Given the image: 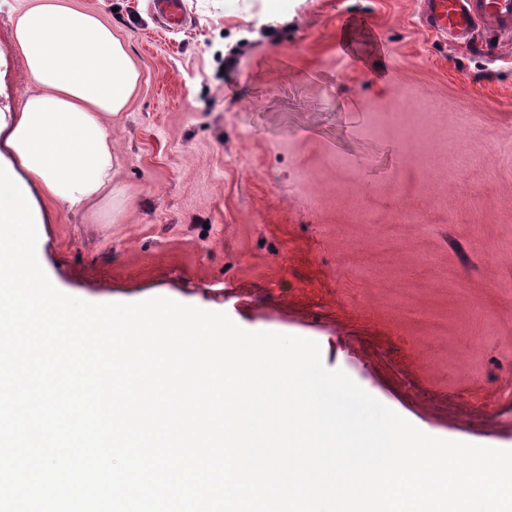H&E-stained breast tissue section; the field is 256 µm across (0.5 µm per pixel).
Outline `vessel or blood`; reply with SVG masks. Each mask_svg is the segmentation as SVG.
I'll return each mask as SVG.
<instances>
[{
	"mask_svg": "<svg viewBox=\"0 0 512 512\" xmlns=\"http://www.w3.org/2000/svg\"><path fill=\"white\" fill-rule=\"evenodd\" d=\"M421 23L459 40L470 38L476 29L490 35L512 34V0H421Z\"/></svg>",
	"mask_w": 512,
	"mask_h": 512,
	"instance_id": "obj_1",
	"label": "vessel or blood"
}]
</instances>
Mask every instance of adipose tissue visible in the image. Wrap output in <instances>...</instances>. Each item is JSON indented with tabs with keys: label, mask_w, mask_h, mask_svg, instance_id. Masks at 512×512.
Instances as JSON below:
<instances>
[{
	"label": "adipose tissue",
	"mask_w": 512,
	"mask_h": 512,
	"mask_svg": "<svg viewBox=\"0 0 512 512\" xmlns=\"http://www.w3.org/2000/svg\"><path fill=\"white\" fill-rule=\"evenodd\" d=\"M15 47L38 85L18 112L0 113L5 158L30 187L73 209L112 193V119L140 71L123 41L72 0H25Z\"/></svg>",
	"instance_id": "1"
}]
</instances>
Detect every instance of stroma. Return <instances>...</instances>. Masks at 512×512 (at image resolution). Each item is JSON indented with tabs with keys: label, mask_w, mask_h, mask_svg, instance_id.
<instances>
[{
	"label": "stroma",
	"mask_w": 512,
	"mask_h": 512,
	"mask_svg": "<svg viewBox=\"0 0 512 512\" xmlns=\"http://www.w3.org/2000/svg\"><path fill=\"white\" fill-rule=\"evenodd\" d=\"M74 2L141 81L112 120L111 197H37L54 286L221 310L317 342L438 437L512 434V37L494 53L443 39L418 0H285L268 36L265 0H184L178 34L149 0ZM33 86L0 24V109Z\"/></svg>",
	"instance_id": "1"
}]
</instances>
